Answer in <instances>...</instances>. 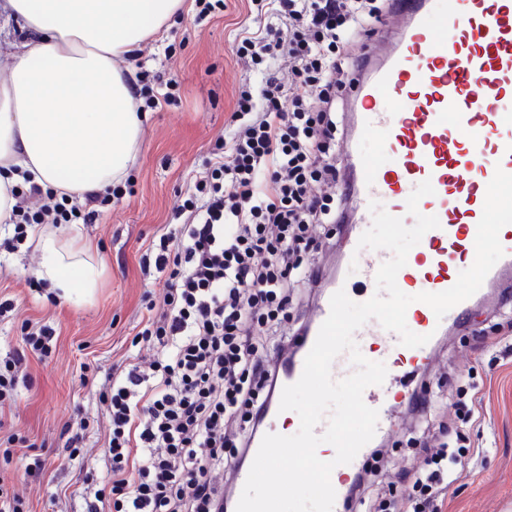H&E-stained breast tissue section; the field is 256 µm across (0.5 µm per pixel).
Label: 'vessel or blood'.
I'll use <instances>...</instances> for the list:
<instances>
[{
    "label": "vessel or blood",
    "instance_id": "obj_1",
    "mask_svg": "<svg viewBox=\"0 0 512 512\" xmlns=\"http://www.w3.org/2000/svg\"><path fill=\"white\" fill-rule=\"evenodd\" d=\"M388 40L375 45L356 73L345 97L350 126L341 142L348 170L346 200L356 215L355 232L344 241V256L359 269L353 285L336 280L348 297L363 302L373 296L375 274L390 253L359 248V236L372 224L370 202L383 205L405 225H413L406 200L416 185L431 181L433 195L418 205L436 216L439 228L428 231L397 274L400 289L439 293L452 287L460 269L475 260L477 225L486 189L496 170L512 174V0H402L384 24ZM380 136L385 159L373 161L361 149ZM504 255L486 276L491 288L512 270V224L499 232ZM472 305L464 300L443 318L425 303L406 312L411 331L428 335L417 348L400 345L396 333L376 320L356 332V343L369 360L384 363L383 384L363 393L379 412L377 436L387 434L403 411L406 394L398 385L404 375L427 371L437 351L436 339L447 324L462 323ZM330 312L329 297L312 308L305 331L291 352L279 359V386L296 382L319 329ZM272 395L262 414L252 448L265 434L291 435L292 412L280 411ZM366 451L334 468L333 512H345L348 483L363 469Z\"/></svg>",
    "mask_w": 512,
    "mask_h": 512
}]
</instances>
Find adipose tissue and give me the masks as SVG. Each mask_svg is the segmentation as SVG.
I'll use <instances>...</instances> for the list:
<instances>
[{"label": "adipose tissue", "mask_w": 512, "mask_h": 512, "mask_svg": "<svg viewBox=\"0 0 512 512\" xmlns=\"http://www.w3.org/2000/svg\"><path fill=\"white\" fill-rule=\"evenodd\" d=\"M184 0H0V15L22 23L13 68L0 81V223L13 188L32 181L80 198L121 182L133 164L146 113L118 66L182 9ZM39 278L80 302L100 276L79 228L34 227Z\"/></svg>", "instance_id": "1"}]
</instances>
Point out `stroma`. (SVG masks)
<instances>
[{
	"mask_svg": "<svg viewBox=\"0 0 512 512\" xmlns=\"http://www.w3.org/2000/svg\"><path fill=\"white\" fill-rule=\"evenodd\" d=\"M273 0H224L199 17L194 0L159 38L144 42L134 60H121L128 73L159 71L178 82L176 101L149 111L140 136L136 163L122 181V196L103 208L96 223L82 231L98 246V286L86 301L50 300L49 286H34L41 252L29 242L10 248L11 234L0 236V295L15 310L0 320V362L22 348L28 323L53 327L58 341L45 359L30 358L28 387L0 400V482L21 499L23 512H80L75 493L86 477L103 479L104 425L99 393L108 374L126 365L137 349L148 303H160L164 280H146L139 260L168 223L190 178L203 171L210 150L230 124L239 89L260 75L235 50L245 27L276 23ZM504 304L477 305L470 331L442 338L432 366L410 377L412 386L429 382L440 397L448 395L453 376H471L483 399L481 425L455 423L476 454L458 472L442 512H512V357L482 347L475 331ZM86 419L85 446L69 459L63 432ZM414 425L400 417L378 455L370 459L383 481L413 457ZM45 461L40 479L25 469L31 453Z\"/></svg>",
	"mask_w": 512,
	"mask_h": 512,
	"instance_id": "1",
	"label": "stroma"
}]
</instances>
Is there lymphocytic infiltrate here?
I'll list each match as a JSON object with an SVG mask.
<instances>
[{
  "label": "lymphocytic infiltrate",
  "instance_id": "1",
  "mask_svg": "<svg viewBox=\"0 0 512 512\" xmlns=\"http://www.w3.org/2000/svg\"><path fill=\"white\" fill-rule=\"evenodd\" d=\"M283 26L245 32L236 45L263 75L243 88L231 141H217L204 171L186 188L176 227L155 243L154 272L168 288L141 343L147 369L126 364L100 394L108 419L107 477L87 485L82 512H215L223 489L212 474L234 473L278 383L276 362L292 341L297 301L325 272L311 257L329 226L347 217L336 187L343 163L337 116L358 61L351 45L377 30L376 0H278ZM283 61L288 80L271 65ZM116 191L69 203L37 184L18 191L15 241L33 224H92ZM51 327L28 333L0 373V395L26 382L27 353L47 355ZM480 399L437 407L429 388L406 410L421 429L419 460L402 475L412 494L374 512H441L451 476L473 450L448 437L447 415L475 423Z\"/></svg>",
  "mask_w": 512,
  "mask_h": 512
}]
</instances>
